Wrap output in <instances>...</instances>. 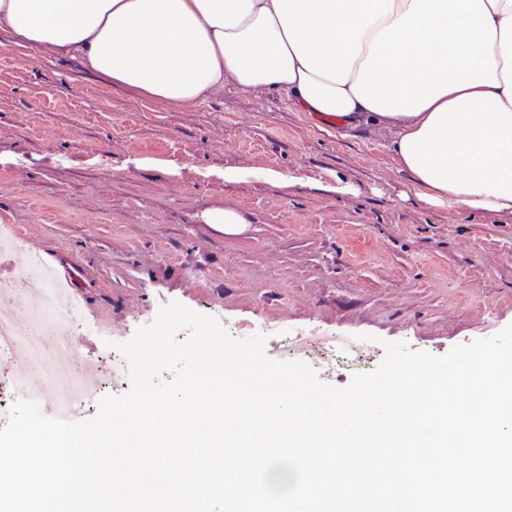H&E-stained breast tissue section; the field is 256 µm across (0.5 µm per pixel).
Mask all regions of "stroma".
<instances>
[{"label":"stroma","instance_id":"stroma-1","mask_svg":"<svg viewBox=\"0 0 512 512\" xmlns=\"http://www.w3.org/2000/svg\"><path fill=\"white\" fill-rule=\"evenodd\" d=\"M215 206L246 231L201 223ZM0 224L73 278L79 372L173 302L336 388L386 343L443 355L512 324V216L425 201L368 129L230 84L184 111L3 35Z\"/></svg>","mask_w":512,"mask_h":512}]
</instances>
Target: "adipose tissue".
<instances>
[{"label": "adipose tissue", "instance_id": "obj_1", "mask_svg": "<svg viewBox=\"0 0 512 512\" xmlns=\"http://www.w3.org/2000/svg\"><path fill=\"white\" fill-rule=\"evenodd\" d=\"M0 32L183 109L288 94L370 124L427 201L512 214V0H0Z\"/></svg>", "mask_w": 512, "mask_h": 512}]
</instances>
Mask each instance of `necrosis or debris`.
<instances>
[{
  "mask_svg": "<svg viewBox=\"0 0 512 512\" xmlns=\"http://www.w3.org/2000/svg\"><path fill=\"white\" fill-rule=\"evenodd\" d=\"M75 309L46 301L27 320L0 317V362L14 367L12 375L0 381V422H7L15 399L41 402V385L54 388L53 409L70 415L92 405L96 393L84 392L79 376L68 363L66 349ZM39 373L40 384H33L30 373Z\"/></svg>",
  "mask_w": 512,
  "mask_h": 512,
  "instance_id": "obj_1",
  "label": "necrosis or debris"
}]
</instances>
